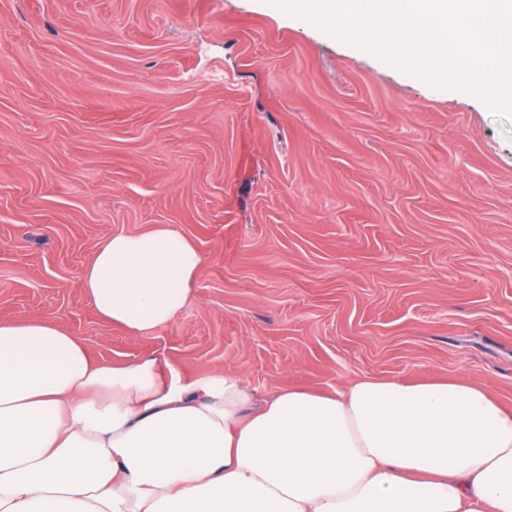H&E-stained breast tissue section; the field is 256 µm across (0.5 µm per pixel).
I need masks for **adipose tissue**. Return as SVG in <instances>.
<instances>
[{
	"mask_svg": "<svg viewBox=\"0 0 512 512\" xmlns=\"http://www.w3.org/2000/svg\"><path fill=\"white\" fill-rule=\"evenodd\" d=\"M200 262L172 225L115 232L82 286L142 337ZM0 512H512V411L465 379L261 399L232 372L96 362L52 320L0 321Z\"/></svg>",
	"mask_w": 512,
	"mask_h": 512,
	"instance_id": "obj_1",
	"label": "adipose tissue"
}]
</instances>
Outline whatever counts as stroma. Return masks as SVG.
Masks as SVG:
<instances>
[{
  "mask_svg": "<svg viewBox=\"0 0 512 512\" xmlns=\"http://www.w3.org/2000/svg\"><path fill=\"white\" fill-rule=\"evenodd\" d=\"M175 225L202 262L133 337L82 273ZM258 393L466 378L512 410V121L270 0H0V319Z\"/></svg>",
  "mask_w": 512,
  "mask_h": 512,
  "instance_id": "1",
  "label": "stroma"
}]
</instances>
